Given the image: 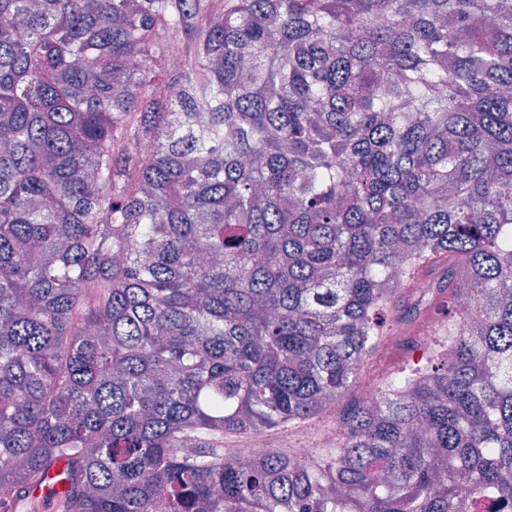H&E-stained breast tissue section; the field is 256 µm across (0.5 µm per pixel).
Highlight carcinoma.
<instances>
[{"instance_id":"cac0c4a2","label":"carcinoma","mask_w":512,"mask_h":512,"mask_svg":"<svg viewBox=\"0 0 512 512\" xmlns=\"http://www.w3.org/2000/svg\"><path fill=\"white\" fill-rule=\"evenodd\" d=\"M56 467V512H512V0H0V512ZM396 347H398V339H391L388 347L382 353L380 363L373 369L371 376L357 388V395L363 402L375 401L376 389L374 378L385 369L387 356ZM341 440L342 435L334 422L318 434L303 438L297 447L293 445L290 454L299 459H304L310 456L316 448H322L325 445L340 446ZM253 431H246L240 433L227 434L224 436V448H232L231 452L233 455H237L246 459H261L263 458L269 448V440L265 433L256 432L253 433L247 442L241 447L233 448L236 444L240 443L245 436Z\"/></svg>"}]
</instances>
